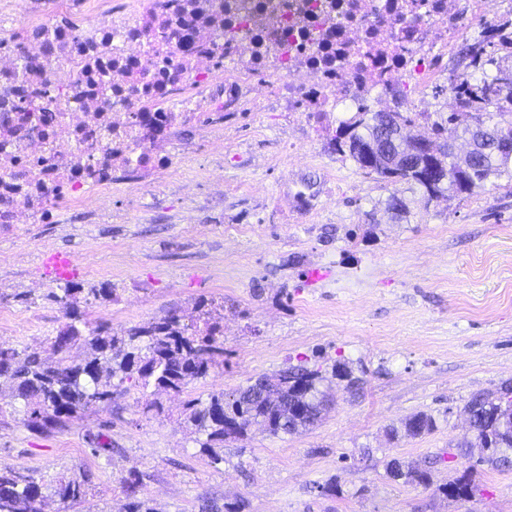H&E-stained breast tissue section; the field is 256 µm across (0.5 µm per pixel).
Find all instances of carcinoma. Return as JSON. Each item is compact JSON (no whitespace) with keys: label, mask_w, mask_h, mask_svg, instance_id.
<instances>
[{"label":"carcinoma","mask_w":512,"mask_h":512,"mask_svg":"<svg viewBox=\"0 0 512 512\" xmlns=\"http://www.w3.org/2000/svg\"><path fill=\"white\" fill-rule=\"evenodd\" d=\"M32 40L40 43L46 63L60 57L56 34L47 29L16 43L0 40V49L15 51L20 65L13 77L0 81V91L24 77L28 61L21 44ZM462 58L468 72L448 77V92L457 100L455 111L445 117L432 112H374L361 105L332 131L331 144L336 154L352 158L366 174H375L395 187L416 185L430 198L470 193L502 177L512 180V153L490 150L463 162L454 157L448 143L451 137H467L471 120L476 116L483 117L492 131L512 134V20L486 28L478 39L462 49ZM63 98L62 89L47 79L39 89L18 98L12 113L0 119V126H48L55 120L54 112ZM385 120L403 129L421 120L430 125L432 142L439 151L433 182L423 179L415 160L393 166L373 163L358 149L375 138L376 128ZM114 296V288L108 284L86 288L80 282L67 281L59 288L48 289L43 299L57 304L68 319L52 341L59 355L53 366L46 365L36 351L0 344V378L11 381L12 397L23 404L19 421L27 430L49 433L66 426L79 414L110 409L128 384L180 393L191 382L224 365L221 326L210 311L191 323L183 322L181 316L172 312L117 334L108 323L85 318L87 307L108 302ZM77 342L87 350V356L80 361L68 356ZM322 381L318 369L287 367L239 388L229 400L220 392L188 401L187 421L205 435L201 448L213 463L219 464L224 461L220 444L226 438L243 436L252 422L263 424L275 435L315 425L326 408L325 394L320 390ZM465 411L471 419L474 441L459 444V453L467 455L470 448L477 446L485 450V457L478 460L480 464L499 468L509 461L512 387L495 401L480 395L471 398ZM434 427V418L426 413H417L404 424L410 437L428 433ZM88 443L93 455H112V443L105 433L90 434ZM92 479L90 472L79 478L62 476L49 487L25 470L0 467V512H40L39 504L49 490L69 507L84 505ZM402 479L425 490L431 486L426 468L410 466ZM141 480L142 476L136 473L134 479L123 482V492L130 498L124 512H155L148 502L136 498ZM448 490L456 498H468L475 494L476 485L463 476L438 488L440 492Z\"/></svg>","instance_id":"obj_1"}]
</instances>
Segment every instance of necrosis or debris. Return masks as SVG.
Listing matches in <instances>:
<instances>
[{"instance_id": "1", "label": "necrosis or debris", "mask_w": 512, "mask_h": 512, "mask_svg": "<svg viewBox=\"0 0 512 512\" xmlns=\"http://www.w3.org/2000/svg\"><path fill=\"white\" fill-rule=\"evenodd\" d=\"M138 2L127 0L134 13L119 28L101 27L117 47L97 57L111 77V97L99 93L93 72L57 65L52 77L69 74L73 83L55 133L31 125L0 130V208H9L10 223H53L57 208L74 204L77 188L94 184L101 169L132 180L145 171L167 175L175 159L150 126L187 122L204 131L261 94L316 123L329 103L442 80L428 53L451 52L467 34L463 18L490 24L512 17V0H209L206 19L166 18ZM405 27L411 40L400 38ZM129 56L142 59V72L125 70ZM221 58L232 64L224 73V110L209 112L198 88ZM169 68L179 73L169 100L146 107L147 90ZM139 112L144 126L128 127Z\"/></svg>"}]
</instances>
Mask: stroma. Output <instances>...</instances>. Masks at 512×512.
Returning a JSON list of instances; mask_svg holds the SVG:
<instances>
[{
	"label": "stroma",
	"instance_id": "35a3bbf8",
	"mask_svg": "<svg viewBox=\"0 0 512 512\" xmlns=\"http://www.w3.org/2000/svg\"><path fill=\"white\" fill-rule=\"evenodd\" d=\"M163 147L180 161L164 183L81 189L108 199L106 213L66 207L56 223L0 230V343L57 361L65 319L40 297L61 283L44 264L61 252L85 287L114 286L88 310L113 331L173 311L195 319L202 299L223 307V366L179 393L130 391L118 414L79 415L47 437L19 424L1 378L0 464L46 482L93 473L98 512H123L134 472L157 512H199L206 499L242 512H512V467L480 464L477 447L455 454L470 434L465 403L512 384V181L430 199L365 174L271 103L225 113L206 134L178 126ZM26 292L36 304L14 301ZM339 362L358 388L333 376ZM313 365L332 399L316 425L278 436L250 425L218 465L202 452L188 400ZM418 412L435 428L402 435ZM105 421L109 458L88 444ZM394 458L429 464L431 489L390 477ZM474 461L475 497L439 493Z\"/></svg>",
	"mask_w": 512,
	"mask_h": 512
}]
</instances>
